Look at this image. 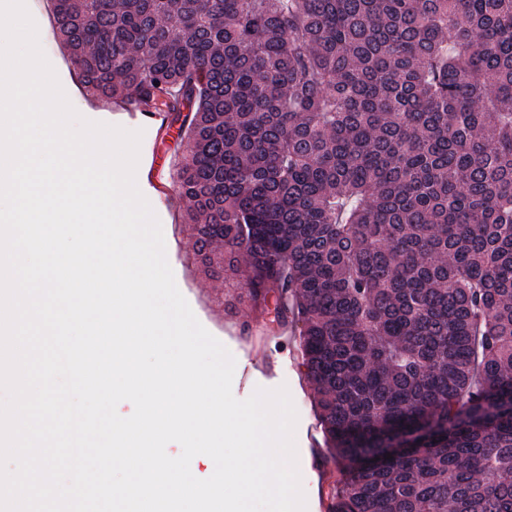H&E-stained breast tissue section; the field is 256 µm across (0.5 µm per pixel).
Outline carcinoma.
Segmentation results:
<instances>
[{"label": "carcinoma", "mask_w": 512, "mask_h": 512, "mask_svg": "<svg viewBox=\"0 0 512 512\" xmlns=\"http://www.w3.org/2000/svg\"><path fill=\"white\" fill-rule=\"evenodd\" d=\"M50 2L185 132L196 266L302 325L334 512H512V0Z\"/></svg>", "instance_id": "carcinoma-1"}]
</instances>
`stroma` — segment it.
Segmentation results:
<instances>
[{"label": "stroma", "mask_w": 512, "mask_h": 512, "mask_svg": "<svg viewBox=\"0 0 512 512\" xmlns=\"http://www.w3.org/2000/svg\"><path fill=\"white\" fill-rule=\"evenodd\" d=\"M26 4L37 25L44 54L58 61L56 75L62 88L77 90L71 101L74 109L88 120L128 127L122 106L96 100L78 88L73 66L53 35L48 0H26ZM141 146L153 149L163 162L162 167L154 169L155 187L147 191L145 197L160 221L166 257L178 289L198 321L234 356L236 367L232 390L236 398H248L259 387H287L298 413L295 446L297 468L306 496V512H332L330 490L341 479L342 472L326 449L317 420L314 388L305 378L301 365L298 325L271 330L266 320L243 302L238 303L234 311H226L224 304L234 294V287L205 278L192 263L193 231L184 222L185 205L175 182V166L189 149L187 140L177 131H160L153 139H142ZM245 324L250 327L246 335L241 332Z\"/></svg>", "instance_id": "stroma-1"}]
</instances>
